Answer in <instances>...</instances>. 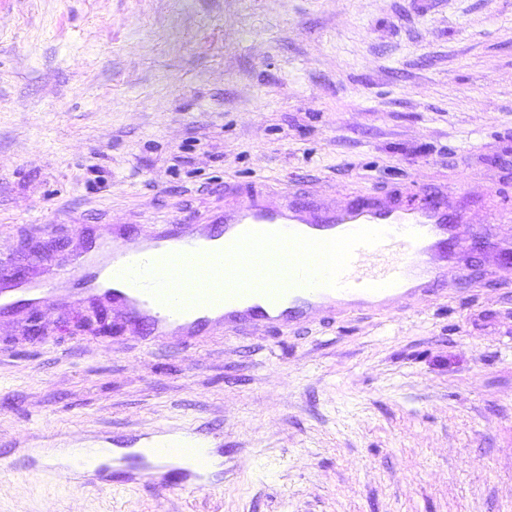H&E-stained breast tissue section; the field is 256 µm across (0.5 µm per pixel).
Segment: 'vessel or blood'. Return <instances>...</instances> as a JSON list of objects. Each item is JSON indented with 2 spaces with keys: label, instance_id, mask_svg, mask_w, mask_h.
Instances as JSON below:
<instances>
[{
  "label": "vessel or blood",
  "instance_id": "b4317fda",
  "mask_svg": "<svg viewBox=\"0 0 512 512\" xmlns=\"http://www.w3.org/2000/svg\"><path fill=\"white\" fill-rule=\"evenodd\" d=\"M463 214L421 189L415 205L363 191L337 204L295 190L255 193L207 223L174 218L138 237L122 225L95 236L48 278L0 277V319L58 305L89 304L125 315L149 346L161 340L258 327L299 328L336 309H381L403 296L435 293L458 241ZM105 461L76 475L41 454L37 469L67 483L139 488L209 486L200 470L160 465L143 446L222 454L190 424L141 434L111 447Z\"/></svg>",
  "mask_w": 512,
  "mask_h": 512
}]
</instances>
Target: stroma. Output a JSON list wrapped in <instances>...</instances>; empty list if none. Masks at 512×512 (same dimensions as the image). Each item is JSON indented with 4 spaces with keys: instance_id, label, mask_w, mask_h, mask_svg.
<instances>
[{
    "instance_id": "35a3bbf8",
    "label": "stroma",
    "mask_w": 512,
    "mask_h": 512,
    "mask_svg": "<svg viewBox=\"0 0 512 512\" xmlns=\"http://www.w3.org/2000/svg\"><path fill=\"white\" fill-rule=\"evenodd\" d=\"M441 185L436 294L146 346L0 324V512H512V0H0V255L207 219L245 188ZM214 430L224 485L75 489L28 449Z\"/></svg>"
}]
</instances>
